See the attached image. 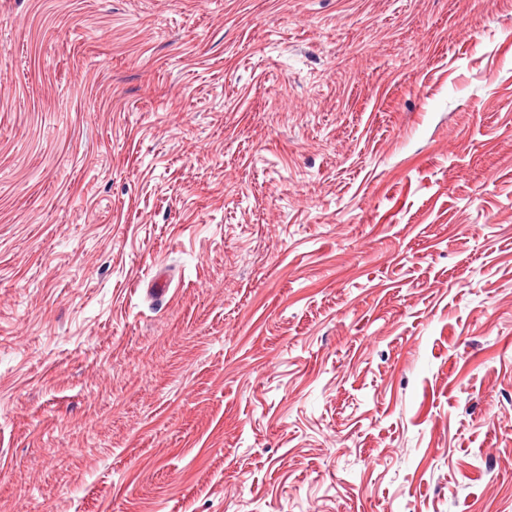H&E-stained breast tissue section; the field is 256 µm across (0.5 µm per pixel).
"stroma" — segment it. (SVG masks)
Instances as JSON below:
<instances>
[{
  "instance_id": "1",
  "label": "stroma",
  "mask_w": 512,
  "mask_h": 512,
  "mask_svg": "<svg viewBox=\"0 0 512 512\" xmlns=\"http://www.w3.org/2000/svg\"><path fill=\"white\" fill-rule=\"evenodd\" d=\"M0 512H512V0H0Z\"/></svg>"
}]
</instances>
